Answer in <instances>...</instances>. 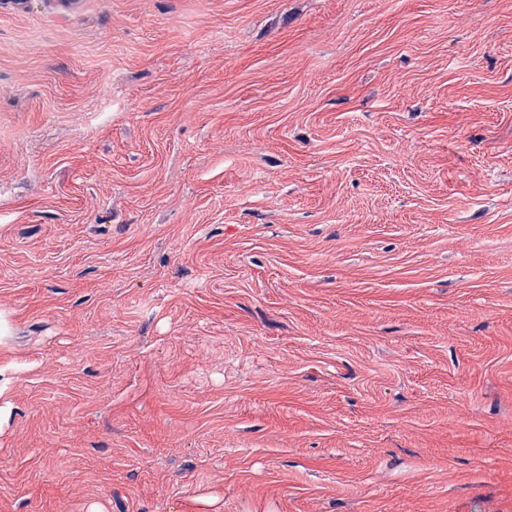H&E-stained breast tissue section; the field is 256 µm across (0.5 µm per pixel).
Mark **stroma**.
<instances>
[{"instance_id":"stroma-1","label":"stroma","mask_w":512,"mask_h":512,"mask_svg":"<svg viewBox=\"0 0 512 512\" xmlns=\"http://www.w3.org/2000/svg\"><path fill=\"white\" fill-rule=\"evenodd\" d=\"M0 512H512V0H0Z\"/></svg>"}]
</instances>
